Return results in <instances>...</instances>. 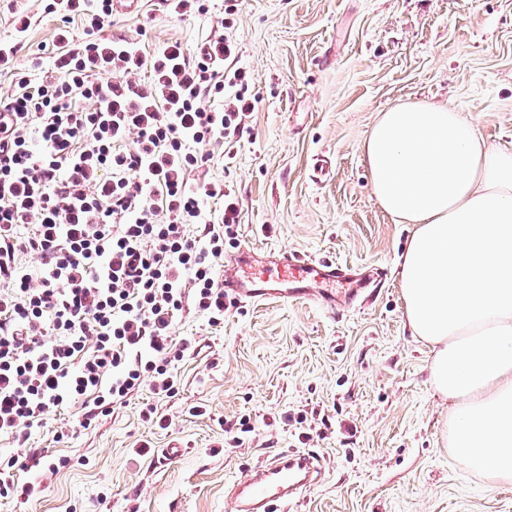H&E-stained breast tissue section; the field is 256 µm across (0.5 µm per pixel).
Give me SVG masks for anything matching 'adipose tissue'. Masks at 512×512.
Returning a JSON list of instances; mask_svg holds the SVG:
<instances>
[{"mask_svg":"<svg viewBox=\"0 0 512 512\" xmlns=\"http://www.w3.org/2000/svg\"><path fill=\"white\" fill-rule=\"evenodd\" d=\"M362 153L372 191L413 225L399 265L413 336L434 356L448 399V454L512 481V150L489 145L454 110L397 105L380 113Z\"/></svg>","mask_w":512,"mask_h":512,"instance_id":"1","label":"adipose tissue"}]
</instances>
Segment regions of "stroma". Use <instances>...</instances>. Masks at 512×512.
I'll use <instances>...</instances> for the list:
<instances>
[{"instance_id": "stroma-1", "label": "stroma", "mask_w": 512, "mask_h": 512, "mask_svg": "<svg viewBox=\"0 0 512 512\" xmlns=\"http://www.w3.org/2000/svg\"><path fill=\"white\" fill-rule=\"evenodd\" d=\"M239 64L254 112L226 141L212 177L241 210L233 256L295 250L384 268L381 288L332 314L310 301L234 304L223 324L185 308L175 342L178 392L142 388L89 428L27 445L0 439V457L27 448L65 456L40 500L0 497V512H233L224 490L263 456L312 450L326 467L301 512H512V482L473 473L448 454L449 407L429 380L432 348L412 336L399 287L413 232L379 205L362 145L379 112L443 106L512 150V0H236ZM32 18L22 68L52 67L61 21L40 0H0ZM224 0L208 14L168 16L158 0L114 16L105 35L147 48H196L221 34ZM154 407L166 428L143 420ZM151 454L141 456V444ZM180 456L157 461V450Z\"/></svg>"}]
</instances>
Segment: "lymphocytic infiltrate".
<instances>
[{
    "label": "lymphocytic infiltrate",
    "instance_id": "lymphocytic-infiltrate-1",
    "mask_svg": "<svg viewBox=\"0 0 512 512\" xmlns=\"http://www.w3.org/2000/svg\"><path fill=\"white\" fill-rule=\"evenodd\" d=\"M43 2L62 21L50 75L36 82L18 66L27 13L0 39V75L14 83L0 95V436L19 442L73 404L87 428L141 386L176 394L185 304L224 321L215 269L240 210L209 175L214 148L256 103L229 20L196 48L149 50L103 36L112 0ZM67 464L37 448L1 460L0 497L39 498L42 485L17 472L41 465L51 477Z\"/></svg>",
    "mask_w": 512,
    "mask_h": 512
}]
</instances>
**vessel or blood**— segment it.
Listing matches in <instances>:
<instances>
[{"label": "vessel or blood", "mask_w": 512, "mask_h": 512, "mask_svg": "<svg viewBox=\"0 0 512 512\" xmlns=\"http://www.w3.org/2000/svg\"><path fill=\"white\" fill-rule=\"evenodd\" d=\"M224 275V299L233 303H259L270 299L309 300L328 310L337 304L353 303L368 288L378 287L383 274L345 263L320 261L294 251L258 254L244 249L230 261ZM252 268L250 280H243V268ZM275 268L282 285H267L265 270ZM348 285L345 295H337L335 284ZM322 475L321 459L304 451H289L257 461L245 482L236 491L234 512H290L304 493L316 486Z\"/></svg>", "instance_id": "vessel-or-blood-1"}]
</instances>
